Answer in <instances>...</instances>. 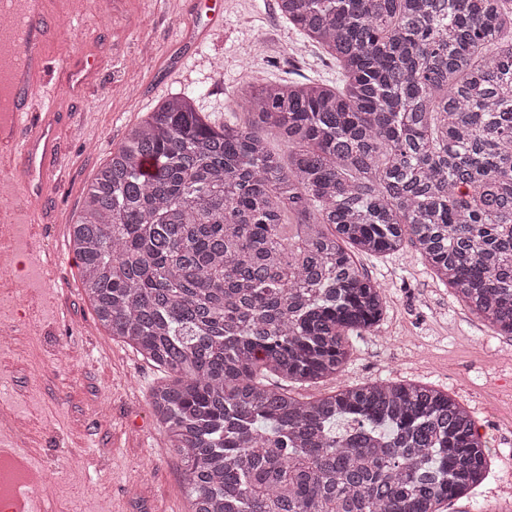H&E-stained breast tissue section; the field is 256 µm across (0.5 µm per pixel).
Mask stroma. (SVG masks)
<instances>
[{
    "label": "stroma",
    "instance_id": "stroma-1",
    "mask_svg": "<svg viewBox=\"0 0 512 512\" xmlns=\"http://www.w3.org/2000/svg\"><path fill=\"white\" fill-rule=\"evenodd\" d=\"M80 0L61 18L63 47L92 54L97 71L80 95L63 90L55 127L63 163L25 222L34 242L15 249L22 298L0 302L16 326L0 353V413L24 423L0 426V447L17 448L48 481V512H188L183 466L151 413L161 371L112 340L95 321L79 278L68 229L84 189L112 150L165 97L200 90L196 106L216 122L242 113V88L295 79L336 80L333 62L302 45L277 0H225L224 21L203 32L189 0ZM383 289L387 311L370 334L351 337L336 377L292 386L314 397L368 380H411L447 391L472 413L491 474L473 499L447 512H512V337L499 336L438 282L411 246L357 255Z\"/></svg>",
    "mask_w": 512,
    "mask_h": 512
}]
</instances>
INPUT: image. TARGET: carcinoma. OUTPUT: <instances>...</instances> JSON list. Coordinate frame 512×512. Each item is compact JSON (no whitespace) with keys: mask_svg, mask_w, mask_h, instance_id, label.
I'll use <instances>...</instances> for the list:
<instances>
[{"mask_svg":"<svg viewBox=\"0 0 512 512\" xmlns=\"http://www.w3.org/2000/svg\"><path fill=\"white\" fill-rule=\"evenodd\" d=\"M342 84L243 90V122L165 99L88 185L70 244L150 391L189 512H441L487 477L448 393L375 380L301 400L383 318L354 252L409 243L512 336V0H278ZM288 144V167L267 138ZM294 232L288 233V227Z\"/></svg>","mask_w":512,"mask_h":512,"instance_id":"carcinoma-1","label":"carcinoma"}]
</instances>
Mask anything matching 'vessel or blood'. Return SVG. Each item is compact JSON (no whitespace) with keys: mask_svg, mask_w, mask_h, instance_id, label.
<instances>
[{"mask_svg":"<svg viewBox=\"0 0 512 512\" xmlns=\"http://www.w3.org/2000/svg\"><path fill=\"white\" fill-rule=\"evenodd\" d=\"M61 14L53 0H0V106L10 115L0 123V178L22 184L14 201L0 206L4 224L30 207L62 162L52 132L58 92L45 80L48 47L61 40ZM67 69L76 89L95 75L93 60L82 52L70 57Z\"/></svg>","mask_w":512,"mask_h":512,"instance_id":"b4317fda","label":"vessel or blood"}]
</instances>
